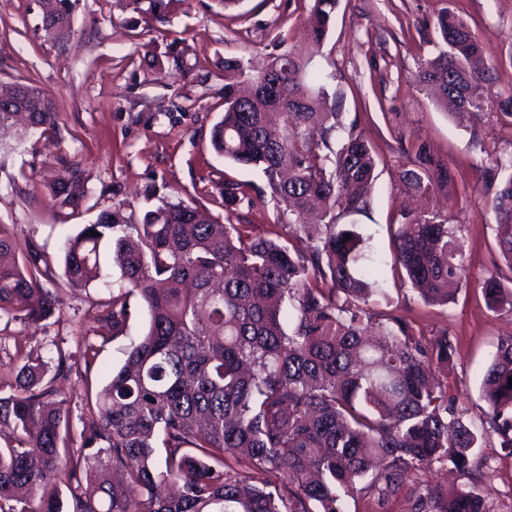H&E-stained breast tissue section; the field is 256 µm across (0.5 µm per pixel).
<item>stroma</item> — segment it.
Instances as JSON below:
<instances>
[{"label":"stroma","mask_w":512,"mask_h":512,"mask_svg":"<svg viewBox=\"0 0 512 512\" xmlns=\"http://www.w3.org/2000/svg\"><path fill=\"white\" fill-rule=\"evenodd\" d=\"M309 8V0H240L231 10L220 0H182L169 23L150 28L127 0H78L70 36L50 42L38 30L35 0H0V82L35 85L58 112L54 146L20 132L0 138V225L9 229L17 254L35 243L57 255L61 240L94 222L104 208L141 223L147 210L178 191L203 202L223 223H279L261 174L216 155L209 139L224 111L225 61L241 57L257 70L301 47L313 68L329 74L337 111L356 124L379 161L372 208L348 218L367 246L389 257L390 226L401 210L434 209L461 225L470 277H482L497 254L484 194L485 160L512 153V122H494L472 137L470 121L437 109L416 74L419 62L437 53L436 19L451 8L496 58L484 88L492 101L505 100L512 93V0H339L334 26L318 46L305 33ZM173 44L183 52L178 68L168 53ZM422 144L448 165L451 179L413 200L395 180L400 170L416 167ZM72 159L85 166L94 208L64 224L40 187ZM228 182L244 184L246 191L231 212L222 196ZM384 287L392 308L412 326L444 327L457 341L449 392L479 419L486 408L481 374L498 338L512 334V314L493 315L474 287L461 290L445 310L412 299L400 280L387 279ZM111 294L98 283L66 289L58 322H0V390L16 386V346L42 355L58 338L89 336L98 349L94 372L86 379L56 378L54 386L69 410L94 400L148 323L146 308L131 295L124 333L100 338L98 308ZM481 453L498 471L485 495L495 512H512V455L494 443Z\"/></svg>","instance_id":"35a3bbf8"}]
</instances>
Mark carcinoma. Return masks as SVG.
Here are the masks:
<instances>
[{
  "label": "carcinoma",
  "mask_w": 512,
  "mask_h": 512,
  "mask_svg": "<svg viewBox=\"0 0 512 512\" xmlns=\"http://www.w3.org/2000/svg\"><path fill=\"white\" fill-rule=\"evenodd\" d=\"M46 39L71 32L72 0H60ZM178 0H131L147 23L164 25ZM339 0H311L308 40L330 32ZM438 53L422 60L421 89L446 113H466L473 136L502 115L484 92L495 59L456 11L438 15ZM300 51L273 57L274 98L244 61L224 67V113L210 145L220 156L261 171L288 223L223 224L182 199L129 223L103 209L62 246L61 281L47 252L33 244L18 260L0 225V319L48 321L60 314L61 288H85L104 276L101 247L118 260L119 292L98 321L112 337L126 326L127 296L149 315L146 332L95 403L72 415L44 382L46 363L25 354L16 389L0 392V512H344L346 498L389 503L417 480L414 512H495L477 491L497 478L477 449L495 438L512 451V335L498 339L481 378L487 404L480 423L448 395L445 373L456 347L448 329L414 328L381 309L386 268L427 306L446 307L451 285L467 286L458 226L438 211L401 214L393 260H369L363 239L339 220L370 209L377 159L362 133L328 105L327 80ZM53 102L29 128L49 143ZM419 165L399 171L404 192L426 195L448 182V167L422 146ZM498 259L478 282L486 307L512 313V154L490 159ZM59 213L89 198L81 162L62 165L46 185ZM224 205L244 194L224 184ZM96 231L93 237L90 231ZM350 239H345V236ZM51 283V290L45 283ZM55 376H89L98 351L54 344ZM451 468L467 482L434 494L419 477Z\"/></svg>",
  "instance_id": "1"
}]
</instances>
